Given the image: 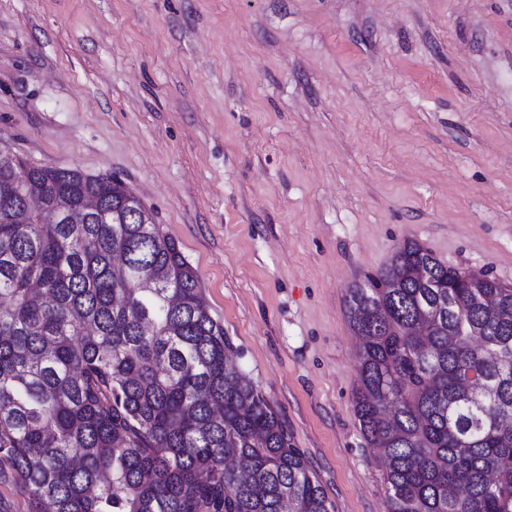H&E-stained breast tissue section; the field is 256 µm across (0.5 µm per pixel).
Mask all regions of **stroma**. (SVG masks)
<instances>
[{
  "mask_svg": "<svg viewBox=\"0 0 512 512\" xmlns=\"http://www.w3.org/2000/svg\"><path fill=\"white\" fill-rule=\"evenodd\" d=\"M0 146L124 180L335 512H386L344 299L408 239L512 286V0H0Z\"/></svg>",
  "mask_w": 512,
  "mask_h": 512,
  "instance_id": "1",
  "label": "stroma"
}]
</instances>
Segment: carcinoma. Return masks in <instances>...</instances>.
<instances>
[{"mask_svg": "<svg viewBox=\"0 0 512 512\" xmlns=\"http://www.w3.org/2000/svg\"><path fill=\"white\" fill-rule=\"evenodd\" d=\"M125 191L0 166V468L42 512H334L176 241L113 223ZM88 197L100 211L69 223ZM345 306L387 512H512V287L408 240Z\"/></svg>", "mask_w": 512, "mask_h": 512, "instance_id": "cac0c4a2", "label": "carcinoma"}]
</instances>
